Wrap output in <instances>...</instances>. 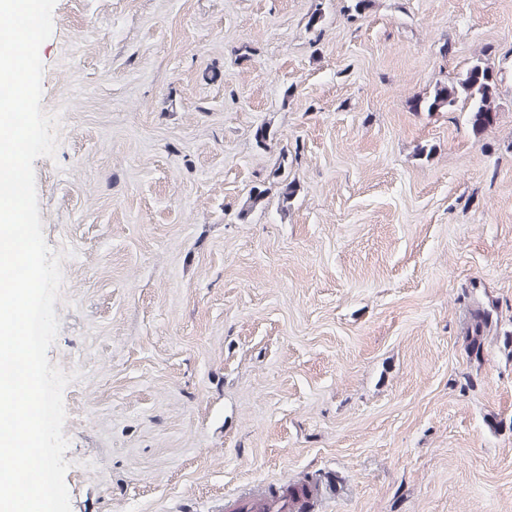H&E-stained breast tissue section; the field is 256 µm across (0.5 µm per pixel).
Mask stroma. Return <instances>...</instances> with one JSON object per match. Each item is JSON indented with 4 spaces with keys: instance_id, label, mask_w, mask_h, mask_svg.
Instances as JSON below:
<instances>
[{
    "instance_id": "obj_1",
    "label": "stroma",
    "mask_w": 512,
    "mask_h": 512,
    "mask_svg": "<svg viewBox=\"0 0 512 512\" xmlns=\"http://www.w3.org/2000/svg\"><path fill=\"white\" fill-rule=\"evenodd\" d=\"M353 3L57 0L71 512H512V0ZM481 55L496 124L413 109ZM249 500L242 504L245 512H291L293 504L281 496L267 497L259 488L249 495Z\"/></svg>"
}]
</instances>
